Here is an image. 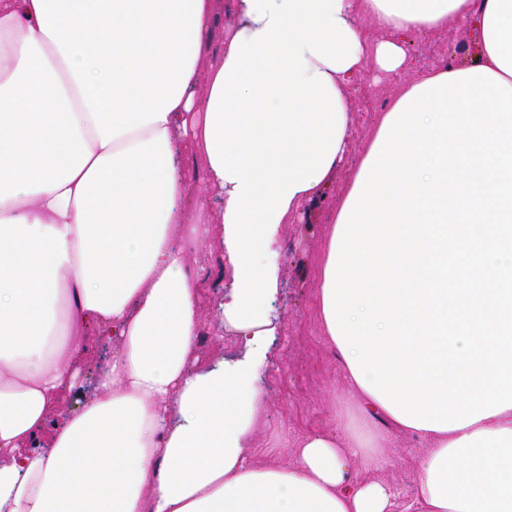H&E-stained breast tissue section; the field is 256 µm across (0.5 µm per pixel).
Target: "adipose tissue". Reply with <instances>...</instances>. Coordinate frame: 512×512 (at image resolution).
<instances>
[{
  "instance_id": "1",
  "label": "adipose tissue",
  "mask_w": 512,
  "mask_h": 512,
  "mask_svg": "<svg viewBox=\"0 0 512 512\" xmlns=\"http://www.w3.org/2000/svg\"><path fill=\"white\" fill-rule=\"evenodd\" d=\"M215 2L0 0V512H394L385 484L349 473L385 464L404 425L354 376L357 408L295 465L250 460L280 229L347 152L344 83L368 60L404 69L401 34L471 25L476 65L512 85V0H239L203 73ZM212 232L231 273L217 313L243 353L203 364L187 249ZM418 435L405 512H512V408ZM186 177L195 191L204 187L206 176V161L200 155L189 156L185 161Z\"/></svg>"
}]
</instances>
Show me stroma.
Wrapping results in <instances>:
<instances>
[{
  "label": "stroma",
  "instance_id": "35a3bbf8",
  "mask_svg": "<svg viewBox=\"0 0 512 512\" xmlns=\"http://www.w3.org/2000/svg\"><path fill=\"white\" fill-rule=\"evenodd\" d=\"M403 43L409 58L404 73L388 75L369 65L346 84L353 108L349 153L316 199L292 223L282 227L283 265L275 305L280 331L264 374L267 413L253 434L251 454L255 461L294 464L293 450L299 441L312 433L332 431L335 406L349 398L345 376L321 330L318 275L334 205L356 171L379 117L403 84L448 64L469 65L479 52L476 33L455 21L437 34L405 35ZM189 264L204 284L200 291L205 320L200 359H233L239 347L219 328L215 307L217 296L229 280L217 236H210L197 247L189 256ZM424 446L423 439L413 433H391L389 464L372 470L358 462L354 474L389 485L397 494L398 504H405L416 491L415 471Z\"/></svg>",
  "mask_w": 512,
  "mask_h": 512
}]
</instances>
